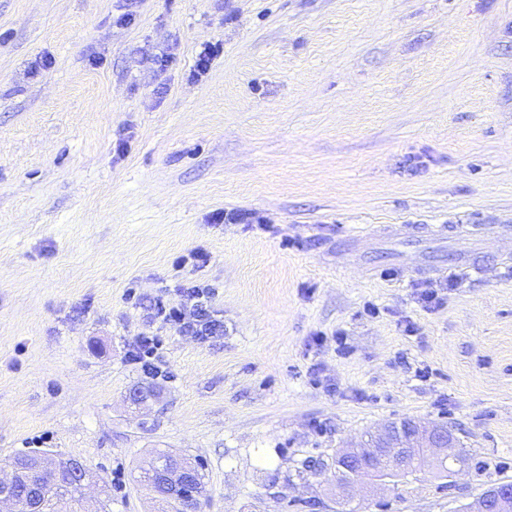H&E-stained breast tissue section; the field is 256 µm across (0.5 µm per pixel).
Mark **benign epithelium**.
I'll use <instances>...</instances> for the list:
<instances>
[{
    "mask_svg": "<svg viewBox=\"0 0 512 512\" xmlns=\"http://www.w3.org/2000/svg\"><path fill=\"white\" fill-rule=\"evenodd\" d=\"M457 451V437L449 428L426 425L415 419L397 425L385 424L367 441L336 453L345 474V479L336 481V496L350 495L362 480L373 491L385 489L394 485L395 474L409 465H417L420 471L435 461L455 457ZM0 469L8 472L7 477H0V505L8 504L14 510L19 505L18 485L25 481L27 470L19 464ZM64 471L76 479L81 489L90 480L88 468L77 459L65 460ZM158 481L173 489L193 483L189 470L166 466L158 469ZM465 512H512V482L494 485L467 504Z\"/></svg>",
    "mask_w": 512,
    "mask_h": 512,
    "instance_id": "1",
    "label": "benign epithelium"
}]
</instances>
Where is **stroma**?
Instances as JSON below:
<instances>
[{"label":"stroma","instance_id":"1","mask_svg":"<svg viewBox=\"0 0 512 512\" xmlns=\"http://www.w3.org/2000/svg\"><path fill=\"white\" fill-rule=\"evenodd\" d=\"M192 283L206 343L151 313ZM405 418L481 466L360 512L512 480V0H0V462H84V512H158L160 450L201 512H336L299 463ZM161 341L158 336L141 334L137 336L133 350L130 351V358L134 364L140 366V368L149 376H161L162 370L160 367V352Z\"/></svg>","mask_w":512,"mask_h":512}]
</instances>
